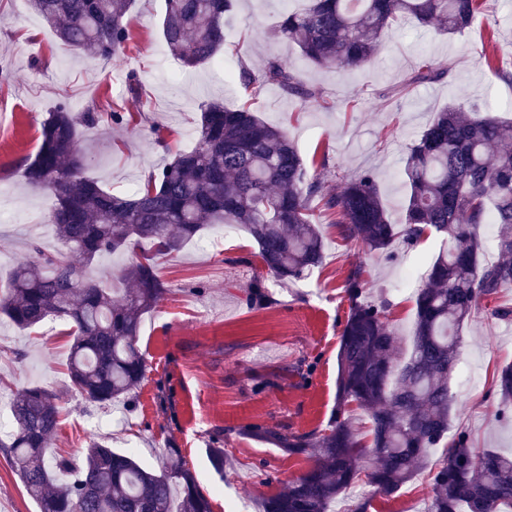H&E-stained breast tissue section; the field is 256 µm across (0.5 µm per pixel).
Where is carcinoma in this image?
Listing matches in <instances>:
<instances>
[{
    "label": "carcinoma",
    "mask_w": 512,
    "mask_h": 512,
    "mask_svg": "<svg viewBox=\"0 0 512 512\" xmlns=\"http://www.w3.org/2000/svg\"><path fill=\"white\" fill-rule=\"evenodd\" d=\"M480 0H308L288 11L276 36L297 45L312 65L336 70L361 66L380 50L389 30L413 21L443 34L469 28ZM32 10L73 51L104 61L130 40L133 0H29ZM235 0H166L162 34L186 68L211 65L229 45ZM448 72L424 64L401 91L439 80ZM235 79L256 95V84L312 99L316 89L296 72L269 61L261 76L240 66ZM111 109L81 116L63 102L41 123L40 143L24 178L54 196L49 223L58 246L32 247L34 257L14 267L0 315L20 329L45 318H64L71 327L68 371L71 388L85 401L110 404L128 398L146 376L138 345L143 315L167 293L155 260L180 251L213 224H235L258 246V255L283 286L322 264L324 242L310 208L318 197L335 217L344 240L384 253L397 242L443 237L445 248L414 289L413 345L396 368L397 338L389 327L387 303L365 296L367 282L354 268L345 280L348 314L338 349L336 406L320 430L295 433L247 427L288 455L308 454L312 464L283 490L262 499V512H333L336 499L360 480L373 495L391 497L430 468L431 495L424 512H512V454L475 448L469 434L448 435L454 396L449 379L456 368L460 329L481 303L512 288V119L503 120L477 103H452L408 148L404 182L408 193L399 219L383 204L377 176L365 171L324 191L288 132L262 121L246 100L236 108L219 101L201 108L196 146L149 173L132 196L116 194L85 175L80 128L122 124ZM498 225V259L485 260L479 234ZM150 245L125 266L122 294L85 274L99 258ZM265 285L253 279L245 302L260 306ZM500 402L512 403V364L498 371ZM369 419L371 441L354 428L351 408ZM13 427L0 437L14 471L39 512H212L209 498L169 449L160 469L135 455L93 440L81 462L47 458L61 408L45 387L29 385L14 396ZM445 443L441 459L428 451Z\"/></svg>",
    "instance_id": "1"
}]
</instances>
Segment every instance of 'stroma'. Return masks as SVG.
I'll return each mask as SVG.
<instances>
[{
    "label": "stroma",
    "mask_w": 512,
    "mask_h": 512,
    "mask_svg": "<svg viewBox=\"0 0 512 512\" xmlns=\"http://www.w3.org/2000/svg\"><path fill=\"white\" fill-rule=\"evenodd\" d=\"M305 0H240L232 45L224 69H182L162 35L164 0H134L132 38L111 60L76 56L61 44L28 0H0V288L9 270L32 258V244L56 245L48 214L49 192L29 189L24 170L39 146L40 125L58 103L75 113L115 106L128 112L126 124L85 128L87 176L120 194L138 190L146 174L196 144L202 104L223 101L233 108L247 98L230 78L247 65L261 73L277 59L290 65L321 100H302L275 88L255 100L258 116L285 129L305 158L325 153L326 187L373 171L385 208L398 218L406 199L403 167L410 143L435 112L452 102L486 103L498 116H512V0H488L470 28L445 35L415 23L388 33L385 45L365 65L347 71L322 70L305 61L288 40L270 35L285 9ZM495 44V68L480 59L485 42ZM430 62L450 65L439 81L416 86L405 96L391 90L403 74ZM136 73L140 95L128 91ZM311 208L325 242L322 265L294 285L280 287L257 255L254 240L236 226H215L199 242L157 258L156 272L168 289L142 319L139 345L146 378L130 401L99 406L70 388L67 363L69 323L48 317L29 330L0 319V394L11 397L39 384L58 395L62 408L49 450L80 458L91 440L104 437L113 448L130 450L147 467L162 464L168 449H181L187 466L209 497L213 512H259L263 496L283 489L310 465L274 444L243 435L245 426L304 433L323 428L336 404L339 336L348 312L343 284L362 268L373 298L388 303V320L401 352L412 348L413 292L403 289L405 267L426 266L442 250L432 234L415 247L396 246L391 255L368 252L344 241L319 202ZM262 277L270 300L247 306L244 288ZM452 431H467L475 446L512 452V405L494 392L498 370L512 362V321L487 319L478 310L463 327ZM470 370L475 383H463ZM226 452L223 472L209 450ZM430 494L420 473L393 498L375 497L370 512H422ZM0 512H39L0 448Z\"/></svg>",
    "instance_id": "1"
}]
</instances>
